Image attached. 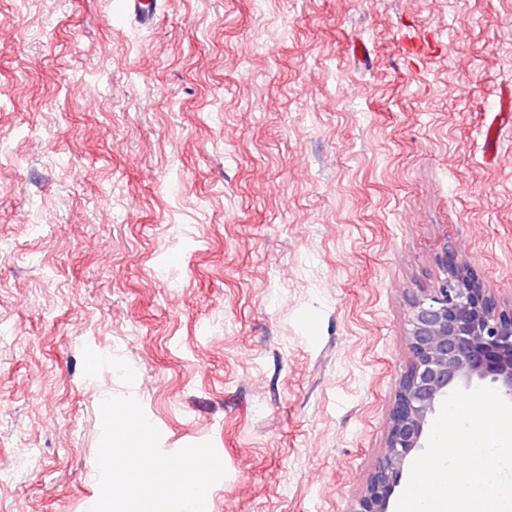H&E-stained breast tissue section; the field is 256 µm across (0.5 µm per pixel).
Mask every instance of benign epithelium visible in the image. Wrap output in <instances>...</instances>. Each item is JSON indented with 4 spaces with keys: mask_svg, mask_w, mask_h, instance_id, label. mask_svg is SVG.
Masks as SVG:
<instances>
[{
    "mask_svg": "<svg viewBox=\"0 0 512 512\" xmlns=\"http://www.w3.org/2000/svg\"><path fill=\"white\" fill-rule=\"evenodd\" d=\"M436 265V287L412 301L411 357L390 405L385 450L348 512H391L405 466L426 448L432 416L454 390L488 382L512 402V303L448 246Z\"/></svg>",
    "mask_w": 512,
    "mask_h": 512,
    "instance_id": "1",
    "label": "benign epithelium"
}]
</instances>
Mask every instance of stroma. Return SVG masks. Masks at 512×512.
<instances>
[{"label": "stroma", "mask_w": 512, "mask_h": 512, "mask_svg": "<svg viewBox=\"0 0 512 512\" xmlns=\"http://www.w3.org/2000/svg\"><path fill=\"white\" fill-rule=\"evenodd\" d=\"M155 2L0 0V512L126 396L210 512H347L441 247L512 298V0Z\"/></svg>", "instance_id": "1"}]
</instances>
